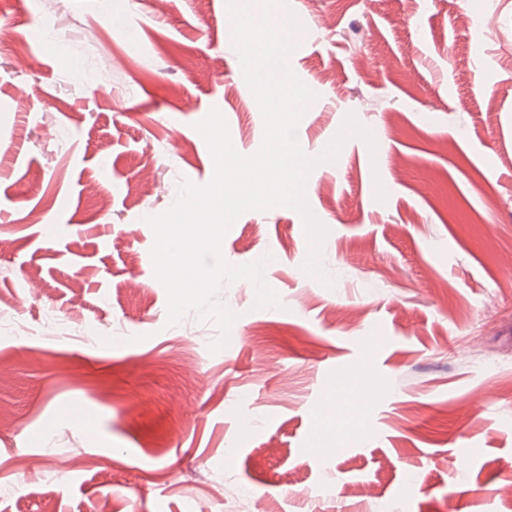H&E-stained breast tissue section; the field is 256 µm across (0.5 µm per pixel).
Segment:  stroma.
<instances>
[{
    "instance_id": "1",
    "label": "stroma",
    "mask_w": 512,
    "mask_h": 512,
    "mask_svg": "<svg viewBox=\"0 0 512 512\" xmlns=\"http://www.w3.org/2000/svg\"><path fill=\"white\" fill-rule=\"evenodd\" d=\"M288 5L310 24L288 59L315 94L299 145L319 154L352 114L376 147L349 139L307 179L328 282L302 269L297 211L233 223L224 260H266L279 304L224 286L216 351L213 320L168 325L146 218L210 182V110L240 154L264 139L225 0L0 10V512H235L240 485L263 512H506L512 0H479L491 28L464 25L463 0ZM349 387L362 428L328 440L317 417Z\"/></svg>"
}]
</instances>
